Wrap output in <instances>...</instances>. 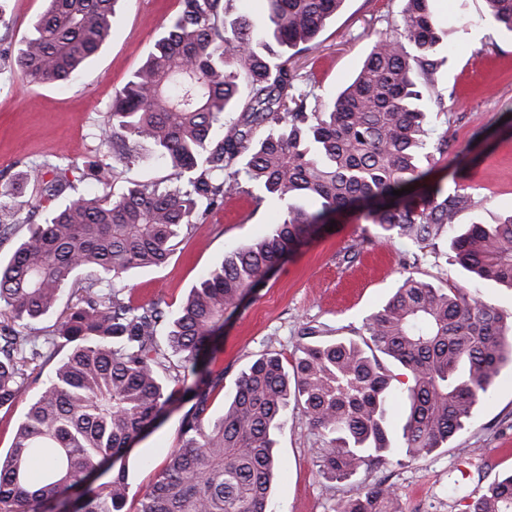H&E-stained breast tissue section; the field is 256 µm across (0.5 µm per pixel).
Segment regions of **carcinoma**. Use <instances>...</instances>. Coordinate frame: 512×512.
Here are the masks:
<instances>
[{"mask_svg":"<svg viewBox=\"0 0 512 512\" xmlns=\"http://www.w3.org/2000/svg\"><path fill=\"white\" fill-rule=\"evenodd\" d=\"M14 63L26 83L67 85L112 37L118 0H47ZM258 21L221 19L224 0H181V10L146 61L116 91L102 130L107 150L127 159L147 146L177 170L179 183H133L115 194L101 155L80 192L67 170L44 161L27 171L33 212H43L0 263V408L19 400L25 367L44 355L32 324L77 292L53 337L66 353L33 400L7 455L0 458V512H54L99 466L112 477L86 485L74 512H127L124 453L178 400L192 406L182 444L167 456L135 512H266L279 467L277 436L296 410L319 443L318 458L339 480L400 451L431 453L469 423L502 371L512 368V323L480 292L512 289V215L456 231L477 206L467 193L435 183L418 194L393 191L422 182L433 153L427 110L439 65L431 0H405L394 34L371 45L353 81L329 103L309 102L284 50L310 49L344 0H267ZM486 19L512 33V0H486ZM246 180L282 208L283 220L234 247L191 288L177 313L133 304L117 285L129 271L161 267L199 214L224 205ZM68 201L51 203L66 191ZM338 214L377 228L366 244L445 237L468 288L436 286L404 271L394 295L343 336L305 326L291 360L267 352L237 378L224 412L209 414L224 373L209 369L224 314L239 308L283 260ZM87 277H81L82 272ZM167 329L169 350L157 341ZM178 357L174 387L163 382ZM397 366L407 380L397 387ZM405 421L391 423L392 405ZM396 492L376 484L340 512H398ZM472 512H512V474L488 486Z\"/></svg>","mask_w":512,"mask_h":512,"instance_id":"cac0c4a2","label":"carcinoma"}]
</instances>
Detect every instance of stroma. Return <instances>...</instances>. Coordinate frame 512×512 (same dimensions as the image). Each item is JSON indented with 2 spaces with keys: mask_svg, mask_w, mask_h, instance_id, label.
Segmentation results:
<instances>
[{
  "mask_svg": "<svg viewBox=\"0 0 512 512\" xmlns=\"http://www.w3.org/2000/svg\"><path fill=\"white\" fill-rule=\"evenodd\" d=\"M404 0H344L327 20L313 49L293 64L308 78L314 97L332 101L350 83L373 40L392 34ZM44 0H11L7 24L0 25V49L17 51ZM436 23L454 50L435 75V89L446 109L432 112L433 136L447 135L454 146L469 149L461 163L454 151L436 156L430 180L459 187L477 203L458 221L496 224L512 214V34L485 19V0H432ZM181 0H118L112 37L70 85L27 86L19 71L0 72V200L12 202L21 179L33 164L68 157L79 163L104 154L101 131L119 90L145 61ZM466 16L467 27L455 23ZM114 192L134 182L175 183L171 166L142 152L139 161L108 159ZM279 209L244 185L224 205L198 216L179 238L166 266L137 269L124 280L134 304H159L177 312L191 287L219 264L230 248L257 238L277 222ZM364 220L346 218L332 231L304 246L278 267L245 305L228 319L210 360L223 373L224 389L210 403L212 415L224 410L240 373L261 354L291 357L305 324L325 326L347 336L363 331L365 318L384 305L398 287L403 266L413 263L417 278L437 285H469L447 245L426 247L414 261L412 244L375 245L348 260L351 245L373 236ZM28 381L10 409H0V455H6L33 397L49 376ZM188 406H171L159 428L124 457L130 501H137L162 468L168 453L181 444L180 423ZM282 466L274 480L267 512H337L341 501L364 487L392 486L401 512H468L470 504L494 480L512 473V372L503 371L492 396L474 409L470 425L447 445L410 463L361 470L338 481L318 458L316 437L301 418L290 419L277 438Z\"/></svg>",
  "mask_w": 512,
  "mask_h": 512,
  "instance_id": "obj_1",
  "label": "stroma"
}]
</instances>
